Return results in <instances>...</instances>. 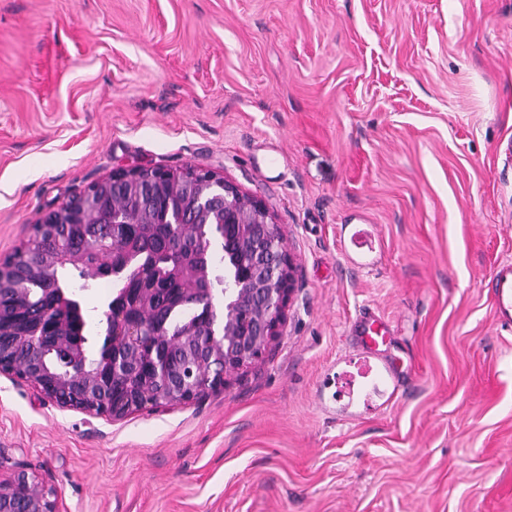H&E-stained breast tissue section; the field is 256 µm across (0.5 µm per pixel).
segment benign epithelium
<instances>
[{
    "label": "benign epithelium",
    "instance_id": "7a95c632",
    "mask_svg": "<svg viewBox=\"0 0 512 512\" xmlns=\"http://www.w3.org/2000/svg\"><path fill=\"white\" fill-rule=\"evenodd\" d=\"M135 193L149 208L125 212L112 206V238L77 253L64 246L56 263L84 266L125 282L105 312L104 356L87 368L86 339L62 322L43 333L36 316L21 335L13 318L21 317L27 288L19 280L0 289V374L35 385L47 399L90 416L114 420L153 407L184 405L224 388L227 376L259 359L278 335L293 292L295 264L279 225L265 203L211 171L130 168L112 171L84 193L47 212L37 237H55L62 224H99L103 201ZM184 224L201 237L224 242L233 278L224 291L210 288L212 269L205 254L189 264L176 260L159 278L183 287L161 298L156 282L142 266L138 227ZM135 282L136 288L128 287ZM189 305L198 317L179 334L165 332L166 307ZM0 512H60L52 488L19 471L0 478Z\"/></svg>",
    "mask_w": 512,
    "mask_h": 512
}]
</instances>
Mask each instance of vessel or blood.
<instances>
[{"mask_svg": "<svg viewBox=\"0 0 512 512\" xmlns=\"http://www.w3.org/2000/svg\"><path fill=\"white\" fill-rule=\"evenodd\" d=\"M489 288L497 322L505 327L512 326V261L498 263L491 272ZM354 330L358 348L363 354L365 372L376 373L384 384L398 385L402 371L396 359L387 352L394 341L385 322L374 315L372 310L362 309Z\"/></svg>", "mask_w": 512, "mask_h": 512, "instance_id": "vessel-or-blood-1", "label": "vessel or blood"}]
</instances>
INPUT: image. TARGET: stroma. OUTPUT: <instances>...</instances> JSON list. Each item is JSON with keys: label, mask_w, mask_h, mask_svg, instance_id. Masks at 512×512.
I'll return each instance as SVG.
<instances>
[{"label": "stroma", "mask_w": 512, "mask_h": 512, "mask_svg": "<svg viewBox=\"0 0 512 512\" xmlns=\"http://www.w3.org/2000/svg\"><path fill=\"white\" fill-rule=\"evenodd\" d=\"M216 172L296 263L224 389L120 420L0 375V476L62 512H512V0H0V259L117 168ZM374 243L355 266L343 227ZM112 279L78 291L99 353ZM387 320L384 406L352 325ZM489 288L495 318L501 326H512V261L498 263L491 272Z\"/></svg>", "instance_id": "1"}]
</instances>
